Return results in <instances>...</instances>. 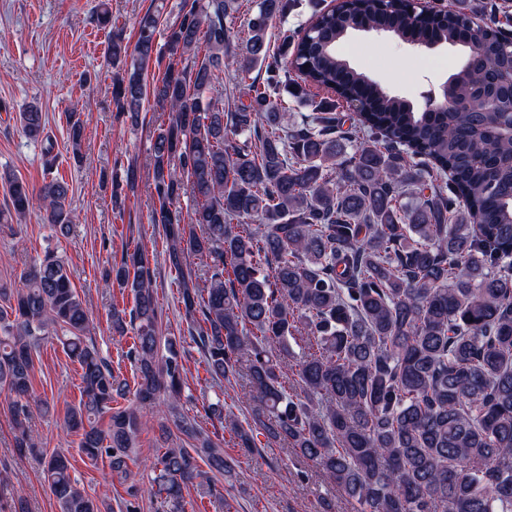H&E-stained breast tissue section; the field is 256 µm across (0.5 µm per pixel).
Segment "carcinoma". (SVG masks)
Listing matches in <instances>:
<instances>
[{
	"label": "carcinoma",
	"instance_id": "carcinoma-1",
	"mask_svg": "<svg viewBox=\"0 0 512 512\" xmlns=\"http://www.w3.org/2000/svg\"><path fill=\"white\" fill-rule=\"evenodd\" d=\"M465 2L424 17L405 0L385 8L343 0L315 14L313 33L284 63L266 34L294 0H256L240 41L224 25L236 0H182L165 33L166 72L150 87L161 10L140 17L134 47L117 34L109 48L121 67L112 94L126 119L138 124L149 96L168 113L154 134L148 191L191 340L210 377L237 378L252 403L245 424L224 418L217 403L205 415L227 422L247 448L257 432L313 461L357 512H512V125L500 113L440 101L416 109L336 51L364 27L414 47L476 39L482 59L466 58L454 93L461 101L494 93L489 73L512 71V44L475 24ZM256 68L270 73L267 89L225 109L218 73ZM292 70L358 103L362 126L338 129L336 106L322 102L291 116L277 90L303 94ZM20 122L30 139L42 138L38 107ZM0 181L24 217L29 186L10 175ZM185 195L193 206L181 224L171 206ZM67 196L57 178L41 188L43 219L62 236L72 222ZM106 280L134 299L111 318L113 332L133 333V390L100 355L60 257L45 252L17 289H0L8 302L0 308V390L13 396L16 448L36 451L31 404L48 402L34 395V358L59 329L82 370L79 402L64 416L81 460L105 457L111 473L128 474L143 410L155 407L162 435L179 444L158 456L151 488L186 512L184 491L201 465L224 475L234 464L181 405L182 340L160 335L143 253L123 254ZM297 338L304 347L299 390L291 391L282 368ZM129 392L127 406L112 407ZM42 457L59 512H112V499L72 476V455Z\"/></svg>",
	"mask_w": 512,
	"mask_h": 512
}]
</instances>
